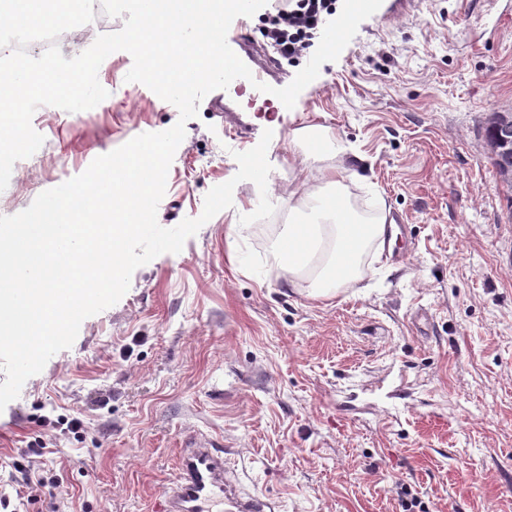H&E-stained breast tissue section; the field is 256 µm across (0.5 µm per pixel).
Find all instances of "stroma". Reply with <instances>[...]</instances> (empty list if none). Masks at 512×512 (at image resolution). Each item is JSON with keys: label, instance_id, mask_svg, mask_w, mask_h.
<instances>
[{"label": "stroma", "instance_id": "obj_1", "mask_svg": "<svg viewBox=\"0 0 512 512\" xmlns=\"http://www.w3.org/2000/svg\"><path fill=\"white\" fill-rule=\"evenodd\" d=\"M123 24L70 29L59 48L72 58ZM132 64L124 51L102 62L108 96L92 109H36L44 142L14 164L0 215L177 122L173 104L126 81ZM236 103L201 101L187 121L157 220L199 217L237 173L235 153L269 129L266 192L237 183L232 207L139 267L24 383L0 412V494L47 512L9 482L19 463L57 476L64 512H158L182 439L200 430L281 512H512V211L482 132L487 114L512 111V0L371 16L293 109L250 87ZM310 123L359 157L350 201L380 198L404 219L392 255L330 300L270 273L280 224H238L264 194L293 219L290 135ZM75 414L86 431L57 436L55 421ZM41 442L48 453L34 455Z\"/></svg>", "mask_w": 512, "mask_h": 512}]
</instances>
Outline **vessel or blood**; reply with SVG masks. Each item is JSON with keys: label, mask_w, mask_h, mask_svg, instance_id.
Here are the masks:
<instances>
[{"label": "vessel or blood", "mask_w": 512, "mask_h": 512, "mask_svg": "<svg viewBox=\"0 0 512 512\" xmlns=\"http://www.w3.org/2000/svg\"><path fill=\"white\" fill-rule=\"evenodd\" d=\"M278 504L248 493L224 467V451L207 437L190 436L178 474L166 489L161 512H278Z\"/></svg>", "instance_id": "b4317fda"}]
</instances>
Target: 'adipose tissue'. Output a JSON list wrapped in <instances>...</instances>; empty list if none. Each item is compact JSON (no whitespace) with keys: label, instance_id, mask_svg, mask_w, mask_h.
<instances>
[{"label":"adipose tissue","instance_id":"1","mask_svg":"<svg viewBox=\"0 0 512 512\" xmlns=\"http://www.w3.org/2000/svg\"><path fill=\"white\" fill-rule=\"evenodd\" d=\"M295 164L318 167L320 184L302 181L291 191L306 207L299 223L286 225L273 244L277 267L289 278L306 277L310 294L331 298L358 280L372 246L388 239L387 214L370 218L352 209L345 194L346 181L359 180L355 162L343 144L335 143L329 127L310 125L297 131Z\"/></svg>","mask_w":512,"mask_h":512}]
</instances>
